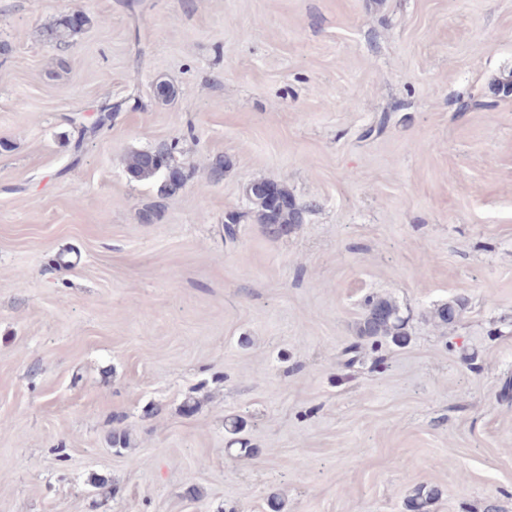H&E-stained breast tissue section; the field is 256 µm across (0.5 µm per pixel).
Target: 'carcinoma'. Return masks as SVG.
<instances>
[{
  "instance_id": "obj_1",
  "label": "carcinoma",
  "mask_w": 512,
  "mask_h": 512,
  "mask_svg": "<svg viewBox=\"0 0 512 512\" xmlns=\"http://www.w3.org/2000/svg\"><path fill=\"white\" fill-rule=\"evenodd\" d=\"M90 23L89 17L78 13L74 18L65 15L55 21L48 29L51 41L59 46H67L74 37L80 34ZM122 104L105 103L97 112L89 117L80 127L79 139L74 144V153H79L84 140L94 137L103 129L112 125L115 113L120 111ZM163 158V163H150L149 153L142 151L132 154L127 161L128 173L137 180H150L165 174V168L177 167L172 146L164 145L153 151ZM255 221L263 225L268 234L277 236L285 229L303 223L304 214L309 206L301 205L290 198L288 190L281 184L268 180H255L247 189ZM465 303L456 300L435 310V317L443 324L454 321L463 310ZM358 336L364 340L389 337L396 345H404L408 341L406 321L401 316L398 305L386 298L372 297L367 300L366 311L358 327ZM438 496V490L420 486L415 495L408 500L409 512H428L429 506Z\"/></svg>"
}]
</instances>
